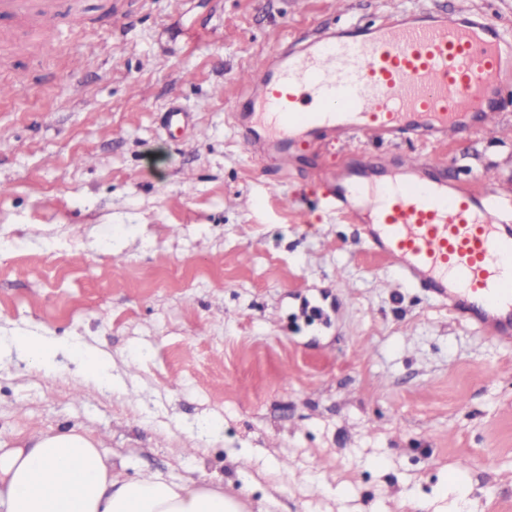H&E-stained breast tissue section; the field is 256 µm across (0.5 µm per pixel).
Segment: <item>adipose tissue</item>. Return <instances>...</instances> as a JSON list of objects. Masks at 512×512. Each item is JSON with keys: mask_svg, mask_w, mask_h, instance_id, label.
Listing matches in <instances>:
<instances>
[{"mask_svg": "<svg viewBox=\"0 0 512 512\" xmlns=\"http://www.w3.org/2000/svg\"><path fill=\"white\" fill-rule=\"evenodd\" d=\"M0 512H244V506L210 480L125 478L95 439L71 428L0 447Z\"/></svg>", "mask_w": 512, "mask_h": 512, "instance_id": "obj_1", "label": "adipose tissue"}]
</instances>
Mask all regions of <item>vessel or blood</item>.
Masks as SVG:
<instances>
[{"mask_svg": "<svg viewBox=\"0 0 512 512\" xmlns=\"http://www.w3.org/2000/svg\"><path fill=\"white\" fill-rule=\"evenodd\" d=\"M512 40L469 8L396 11L258 61L238 99V138L288 174L318 159L324 206L361 224L368 249L490 339L512 344V203L487 180L449 179L436 153L337 166L336 143L436 148L495 132Z\"/></svg>", "mask_w": 512, "mask_h": 512, "instance_id": "obj_1", "label": "vessel or blood"}]
</instances>
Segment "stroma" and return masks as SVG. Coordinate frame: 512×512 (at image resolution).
I'll use <instances>...</instances> for the list:
<instances>
[{
	"label": "stroma",
	"mask_w": 512,
	"mask_h": 512,
	"mask_svg": "<svg viewBox=\"0 0 512 512\" xmlns=\"http://www.w3.org/2000/svg\"><path fill=\"white\" fill-rule=\"evenodd\" d=\"M456 0H73L0 58V440L80 427L136 478L220 481L249 512H512V345L452 318L233 114L260 57ZM183 124L167 126L170 106ZM512 196V139L440 149ZM59 340L48 374L11 350ZM98 354L110 389L82 378Z\"/></svg>",
	"instance_id": "obj_1"
}]
</instances>
